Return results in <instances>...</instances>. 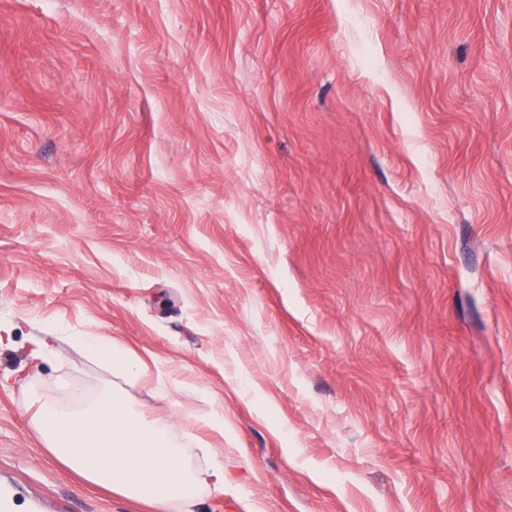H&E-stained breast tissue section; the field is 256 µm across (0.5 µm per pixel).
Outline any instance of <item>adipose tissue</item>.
Segmentation results:
<instances>
[{"mask_svg":"<svg viewBox=\"0 0 512 512\" xmlns=\"http://www.w3.org/2000/svg\"><path fill=\"white\" fill-rule=\"evenodd\" d=\"M77 349L108 359L113 369L144 376L142 364L100 336H78ZM33 426L46 451L72 471L124 498L147 502L165 512L178 502L195 512L202 489L224 487V467L188 466L167 420L147 419L119 392L96 397L85 411L50 399L35 403Z\"/></svg>","mask_w":512,"mask_h":512,"instance_id":"ef3b65f1","label":"adipose tissue"}]
</instances>
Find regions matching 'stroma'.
Masks as SVG:
<instances>
[{
  "mask_svg": "<svg viewBox=\"0 0 512 512\" xmlns=\"http://www.w3.org/2000/svg\"><path fill=\"white\" fill-rule=\"evenodd\" d=\"M0 324L20 506L153 512L30 423L113 387L197 512H512V0H0ZM54 336H39L31 341L28 351V361L45 363L55 355ZM74 344L77 349L96 354L112 361L113 369L135 377L145 376L142 364L129 357L121 348L108 343L102 336H76Z\"/></svg>",
  "mask_w": 512,
  "mask_h": 512,
  "instance_id": "1",
  "label": "stroma"
}]
</instances>
